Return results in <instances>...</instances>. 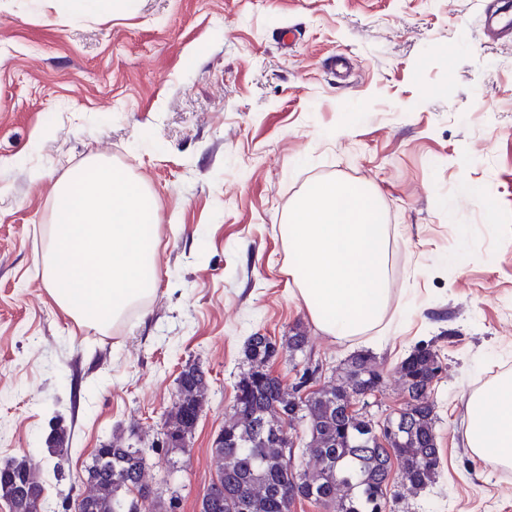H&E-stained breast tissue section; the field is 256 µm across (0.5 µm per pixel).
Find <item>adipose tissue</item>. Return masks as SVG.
<instances>
[{"label":"adipose tissue","mask_w":512,"mask_h":512,"mask_svg":"<svg viewBox=\"0 0 512 512\" xmlns=\"http://www.w3.org/2000/svg\"><path fill=\"white\" fill-rule=\"evenodd\" d=\"M287 273L314 327L340 340L365 338L388 300L389 228L368 187L340 180L313 184L281 225ZM466 442L493 467L512 466V375L470 395Z\"/></svg>","instance_id":"1"}]
</instances>
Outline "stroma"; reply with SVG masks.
<instances>
[{"mask_svg": "<svg viewBox=\"0 0 512 512\" xmlns=\"http://www.w3.org/2000/svg\"><path fill=\"white\" fill-rule=\"evenodd\" d=\"M492 12L512 0H131L79 20L0 0V463L38 472L40 512H75L113 434L160 442L189 362L208 401L149 478L199 512L248 336L301 328L326 380L362 350L314 328L285 272L279 227L324 178L370 187L390 226L373 419L403 406L415 346L441 364L438 477L386 512H512V468L466 443L470 394L512 372V32L490 35ZM93 158L144 184L159 224L156 292L105 330L37 263L58 182Z\"/></svg>", "mask_w": 512, "mask_h": 512, "instance_id": "35a3bbf8", "label": "stroma"}]
</instances>
